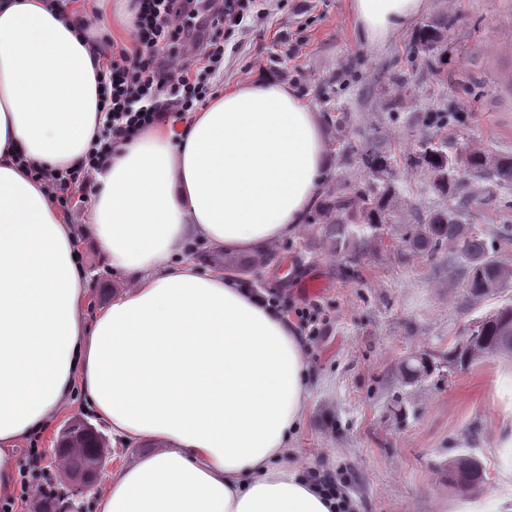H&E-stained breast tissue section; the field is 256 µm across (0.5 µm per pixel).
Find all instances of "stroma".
Instances as JSON below:
<instances>
[{"label":"stroma","mask_w":512,"mask_h":512,"mask_svg":"<svg viewBox=\"0 0 512 512\" xmlns=\"http://www.w3.org/2000/svg\"><path fill=\"white\" fill-rule=\"evenodd\" d=\"M434 23L441 39L429 55L410 52L416 30ZM224 74L214 92L266 72L296 90L320 116L331 158L320 203L353 197L367 185L391 190L385 228L358 264L323 245L319 225L271 243L276 261L256 259L242 282L286 294L301 306L316 302L319 330L305 340L309 397L305 417L289 439V467L343 470L352 479L357 512H454L468 496L500 494L498 465L488 448L500 425L493 399L512 359L487 357L452 367L448 354L492 311L512 306V282L488 296L470 297L436 276L425 259L408 256L405 225L446 205L430 170L415 160L423 136L448 142L449 152L476 149L512 157V0H425L409 25L377 46L364 45L352 22L351 0H262L246 28L225 32ZM405 76L407 85L396 83ZM447 123H437L440 113ZM380 137L397 163L371 175L358 157H342V143L362 146ZM466 227L512 266V185L466 175ZM87 203L71 210L76 248L92 271L91 310L105 307L120 285L102 266L83 228ZM322 281L315 294L304 291ZM426 357L430 371L405 382L402 360ZM78 418L106 432L81 397L43 436L16 450L26 480L0 497V512H35L32 490L45 489L30 452L54 454L65 420ZM477 456L484 479L471 492L448 483V462Z\"/></svg>","instance_id":"1"}]
</instances>
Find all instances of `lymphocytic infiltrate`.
Masks as SVG:
<instances>
[{"label": "lymphocytic infiltrate", "instance_id": "f902f5d3", "mask_svg": "<svg viewBox=\"0 0 512 512\" xmlns=\"http://www.w3.org/2000/svg\"><path fill=\"white\" fill-rule=\"evenodd\" d=\"M256 6L257 0H210L208 30L194 35L185 18L196 0H134V40L113 48L99 76L106 114L103 132L76 166L44 174L61 207H71L72 186L92 195L93 174L102 170L113 149L135 139L160 113L181 115L207 104L210 79L224 63L219 34L241 26Z\"/></svg>", "mask_w": 512, "mask_h": 512}]
</instances>
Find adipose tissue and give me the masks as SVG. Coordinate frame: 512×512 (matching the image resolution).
<instances>
[{
    "mask_svg": "<svg viewBox=\"0 0 512 512\" xmlns=\"http://www.w3.org/2000/svg\"><path fill=\"white\" fill-rule=\"evenodd\" d=\"M0 0V496L14 450L74 393L125 443L155 451L110 475L99 512H336L282 461L304 419L305 347L288 317L222 273L204 244L261 251L295 235L329 168L316 112L270 76L165 118L96 175L87 232L123 287L88 309L75 229L33 167L85 156L104 121L86 21L132 27L125 6ZM425 0H352L359 40L405 27ZM490 451L512 489V374L495 387Z\"/></svg>",
    "mask_w": 512,
    "mask_h": 512,
    "instance_id": "adipose-tissue-1",
    "label": "adipose tissue"
}]
</instances>
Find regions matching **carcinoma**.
<instances>
[{"mask_svg":"<svg viewBox=\"0 0 512 512\" xmlns=\"http://www.w3.org/2000/svg\"><path fill=\"white\" fill-rule=\"evenodd\" d=\"M439 39L438 29L425 24L417 32L413 52L424 55L434 49ZM445 148L446 142L428 138L422 141L416 160L431 170L438 158L447 159V165L453 167L452 178L439 191L455 201L445 209L432 212L423 223L409 225L405 242L410 256L428 259L437 274L461 284L471 296L480 298L488 295L485 285L494 281L501 286L507 283L504 279L506 266L492 256L485 240L464 228L467 202L455 197V191L461 174L482 173L490 167L501 183H512V160L499 159L492 164L480 151L450 159ZM341 153L345 157L359 155L360 162L371 173L384 171L383 165L391 160L387 150L372 140L358 149L345 144ZM384 208L385 194L373 190L360 195L357 208L347 196L336 198L327 213L319 216L323 241L328 249L346 256L352 264L357 263L382 226ZM449 244L454 245V257L440 258ZM470 335L474 336V350L454 349L450 357L454 365L466 367L490 355H506V350H512V307L504 306L492 319L479 321V326ZM428 371V361L420 356L408 357L400 365L401 376L409 383L421 379ZM101 456L102 452L95 448H73L64 454L67 473L77 474L99 462Z\"/></svg>","mask_w":512,"mask_h":512,"instance_id":"obj_1","label":"carcinoma"}]
</instances>
